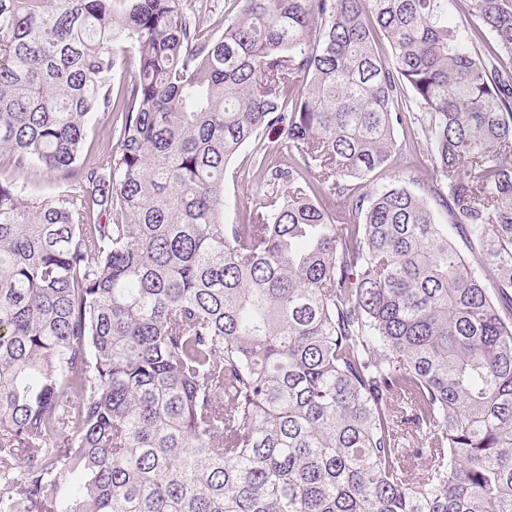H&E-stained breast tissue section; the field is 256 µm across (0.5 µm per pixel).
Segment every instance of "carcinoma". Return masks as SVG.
<instances>
[{
    "mask_svg": "<svg viewBox=\"0 0 512 512\" xmlns=\"http://www.w3.org/2000/svg\"><path fill=\"white\" fill-rule=\"evenodd\" d=\"M233 2L0 0V512H512V0ZM194 9L199 14L200 23L206 31L212 32L220 29L224 21V12L234 7L232 0H193ZM221 23V24H220ZM221 25V26H220ZM246 150L233 160L224 176V195L230 205L229 222L235 219V212L241 216L242 213L257 208L262 200L260 187L253 180L252 174L248 173V169L242 165Z\"/></svg>",
    "mask_w": 512,
    "mask_h": 512,
    "instance_id": "cac0c4a2",
    "label": "carcinoma"
}]
</instances>
